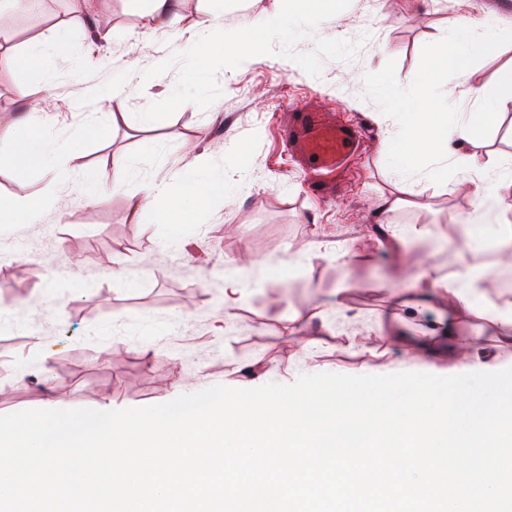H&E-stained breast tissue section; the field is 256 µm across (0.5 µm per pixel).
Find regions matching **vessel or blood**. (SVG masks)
Masks as SVG:
<instances>
[{"mask_svg": "<svg viewBox=\"0 0 512 512\" xmlns=\"http://www.w3.org/2000/svg\"><path fill=\"white\" fill-rule=\"evenodd\" d=\"M281 137L289 152L305 165L311 189L321 197L330 195L339 173L362 147L358 128L334 113L302 103L289 104Z\"/></svg>", "mask_w": 512, "mask_h": 512, "instance_id": "obj_1", "label": "vessel or blood"}]
</instances>
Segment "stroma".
Here are the masks:
<instances>
[{"label": "stroma", "mask_w": 512, "mask_h": 512, "mask_svg": "<svg viewBox=\"0 0 512 512\" xmlns=\"http://www.w3.org/2000/svg\"><path fill=\"white\" fill-rule=\"evenodd\" d=\"M280 7L281 0H227L216 20L207 0H181L177 23L157 30L143 0H92L88 8L82 0H41L35 11L12 12L0 41L22 47L63 27L68 42L46 67L0 62V113L39 122L37 99L48 97L47 133L74 141L80 186L19 172L0 155V197L45 202L38 223L0 226V415L52 401L97 410L164 403L178 394L175 366L193 392L290 384L322 372L460 374L447 359L412 358L389 341L388 321L393 292L415 287L427 264L454 272L462 256L485 271L489 288L457 330L482 335L472 354L479 371L512 367V347L492 340L490 322L496 307L512 302V264L493 243L468 248L458 223L473 200L455 181L413 184L409 206L387 210L398 190L384 147L396 127L379 92L385 85L410 90L449 21L479 14L497 28L495 51L446 77L456 110H479L471 87L494 88L512 67V0H352L317 33L362 40L354 59L324 61L317 78L273 55L224 69L217 75L223 95L207 109L186 103L166 120L135 126L136 112L167 98L176 84L173 69L160 81L138 79L155 57L185 51L191 35L212 21L234 30ZM90 12L110 31L109 43L94 39ZM126 70L136 77L120 92L76 108L80 96ZM308 101L363 131V151L331 199L312 195L306 171L279 135L288 104ZM108 114L112 125L99 139L82 138L87 122ZM147 140L155 141V153H143ZM236 144L247 149V171L233 160ZM466 150L490 169L512 164V110ZM200 155L223 173L224 198L206 206L184 199L188 232L175 246L168 225L132 217V199L143 182L175 181ZM121 161L130 166L126 184L89 203L99 191L98 171ZM411 224L425 232L412 242V256L380 244L379 226ZM317 240L338 253L356 249L357 256L346 266L313 257ZM228 260L252 265L245 298L230 309L220 274ZM148 262L153 272L146 275ZM47 266L57 270L50 281L42 276ZM320 331L322 347L304 350L300 338ZM354 335L365 337L369 351L350 348Z\"/></svg>", "instance_id": "35a3bbf8"}]
</instances>
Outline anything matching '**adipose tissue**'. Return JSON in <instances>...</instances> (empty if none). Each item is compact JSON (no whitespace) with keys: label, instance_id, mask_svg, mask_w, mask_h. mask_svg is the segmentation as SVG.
<instances>
[{"label":"adipose tissue","instance_id":"obj_1","mask_svg":"<svg viewBox=\"0 0 512 512\" xmlns=\"http://www.w3.org/2000/svg\"><path fill=\"white\" fill-rule=\"evenodd\" d=\"M492 24L481 18H465L449 25V37L432 46L420 69L415 88L404 95H390V111L402 118V129L394 146L388 148V159L400 180L416 176L429 183L448 177V161L459 157L457 182L475 197L476 205L471 220L482 218L486 208L501 212L512 211V195L503 193L505 182H512V171L486 175L485 168L473 154H459L460 143L476 142L483 129L499 112L512 108V69L504 73L501 86L491 92L483 87L471 88L470 93L483 107L470 115L449 118L452 93L444 76L448 70L465 71L478 55L491 53L496 47ZM0 153L8 154L18 171L40 169L51 179L58 180L73 173L69 163L75 156L72 141L43 133L31 132L27 119L0 120ZM224 181L209 177L205 161L183 169L177 186L152 181L144 182L132 206L136 219H150L159 224L179 221L181 201L186 197L201 202L223 198ZM481 281L467 267L444 275L432 269L421 288L399 304L405 309H419L429 305L433 298L447 297L448 317L456 319L460 311L473 310L481 296ZM478 342L474 336H452L447 344L438 345L424 336L407 339L409 350L418 357L447 356L450 362L472 366L471 352Z\"/></svg>","mask_w":512,"mask_h":512}]
</instances>
